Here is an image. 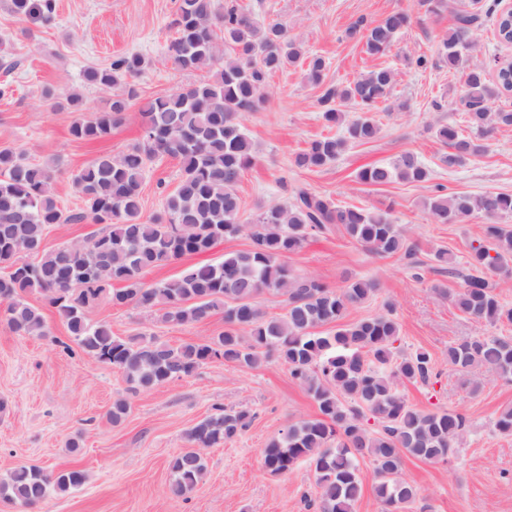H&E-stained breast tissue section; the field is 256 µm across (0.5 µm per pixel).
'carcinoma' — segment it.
Segmentation results:
<instances>
[{
  "instance_id": "1",
  "label": "carcinoma",
  "mask_w": 512,
  "mask_h": 512,
  "mask_svg": "<svg viewBox=\"0 0 512 512\" xmlns=\"http://www.w3.org/2000/svg\"><path fill=\"white\" fill-rule=\"evenodd\" d=\"M21 20L48 21L55 0H11ZM433 15L449 14L453 25L438 45L440 62L464 75L460 98L466 128L440 124L436 138L448 147L444 162L463 166L486 151L494 130L512 126V111L495 110L491 101L512 92V63L498 68L495 81L475 59L471 35L481 27V10L459 0H423ZM410 21L408 14H390L367 24L360 19L346 31L363 43L371 56L385 54ZM175 36L168 56L185 71L209 76L192 86L151 98L141 112L142 136L119 155H101L74 177L83 201L79 211H66L57 201L56 159L33 161L11 146L0 147V306L7 326L20 336H43L39 308L23 295L44 293L64 320L77 346L100 362L120 369L130 389H151L174 378L193 375L216 358L243 370L253 369L275 354L319 408L316 418L301 419L263 450L272 475L299 465L313 471L315 512H353L362 494L359 460L369 459L377 477L375 494L384 512H401L418 497V489L402 476L405 458L448 461L465 430L464 417L454 410L422 411L399 391L402 381L428 383L434 370L425 349L396 351L399 326L392 306L387 311L343 324L349 307L377 291L370 280L332 288L297 276L288 255L301 249L329 224L341 225L352 240L370 252L391 257L411 255V246L389 213L340 206L319 194L299 189L289 205H270L250 222L242 221L236 186L255 163V150L243 125V114L259 110L270 77L308 59L306 78L323 82L325 61L305 55L280 22H260L231 2L179 0L171 22ZM500 41L512 43V15L497 19ZM139 54H123L105 68L89 67L84 82L115 90L107 107L88 117L79 115L70 135L96 141L112 134L125 112L139 98L135 83L145 69ZM394 72L370 70L343 86H329L319 99L329 125L345 123L341 135L310 142L295 158L297 166L320 170L334 163L347 143L373 141L380 126L375 112L393 97ZM353 103L357 115L343 121L341 106ZM166 157L180 162V177L160 210L143 214L142 186L150 165ZM430 172L413 152L384 164L361 168L358 182L380 186L402 181L422 183ZM424 209L435 224H457L481 214L491 220L484 238L471 247L470 273L461 290L448 294L467 317L494 325L512 323V307L503 305L498 284L487 274L512 273V225L496 219L512 216V193L446 194L435 186ZM89 221L105 225L93 243L81 250L67 244L43 251L50 227ZM249 232L251 246L224 254L217 264L194 265L180 276L148 284L146 271L210 250L217 242ZM39 256L35 263L20 258ZM117 282L116 304L160 307L162 321L204 324L217 311L224 314V332L201 342L171 346L143 333L128 338L112 335L106 323H91L84 311L90 301ZM272 292L285 297V312L269 315L258 297ZM336 322L331 336L314 332ZM448 364L460 370L486 368L512 381V337L482 336L448 346ZM252 415L241 409L217 408L188 432L190 446L169 462L171 490L192 492L206 472L202 451L236 439ZM374 422L376 428L369 427ZM84 471L47 473L35 467L14 468L0 479V498L23 506L36 505L53 492L82 486Z\"/></svg>"
}]
</instances>
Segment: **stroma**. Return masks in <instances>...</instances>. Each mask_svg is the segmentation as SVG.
<instances>
[{
    "instance_id": "1",
    "label": "stroma",
    "mask_w": 512,
    "mask_h": 512,
    "mask_svg": "<svg viewBox=\"0 0 512 512\" xmlns=\"http://www.w3.org/2000/svg\"><path fill=\"white\" fill-rule=\"evenodd\" d=\"M51 25L23 22L0 0V59L16 60L12 71L0 69V146L22 150L29 159L55 157L58 203L67 210L82 205L72 176L91 160L116 155L136 144L142 133L139 107L126 112L111 136L91 142L74 140L69 129L77 114L66 102L78 93L86 113L105 109L112 92L84 83L90 66L104 67L120 54L143 56L148 66L137 78L142 99L186 88L200 75L167 62L170 22L177 0H55ZM259 21L283 23L304 51L326 62V83L348 84L369 70L388 67L395 74L393 97L378 111L379 137L347 144L335 163L321 170L297 167L296 155L308 143L341 133L327 125L318 103L321 90L309 83L305 64L276 72L264 106L244 118L256 161L238 185L245 215L260 207L291 203L293 188L303 187L345 206L390 211L414 249L413 258L381 257L332 225L288 257L295 274L312 276L332 287L366 279L378 290L348 309L351 323L393 308L400 327L398 352L427 350L435 361L428 383L405 382L401 392L417 409L454 410L464 415L466 432L450 462L406 458L403 476L420 495L405 512H512V436L495 422L512 407V382L486 372L479 392H471L463 372L449 368L450 344L480 336H512V323L489 324L464 316L448 299L461 279L435 270L434 254L446 250L458 269H466L472 245L482 236L485 217L473 215L458 224L432 223L422 201L434 185L448 193L512 192V127L498 129L486 152L461 167L442 161L448 148L435 126L462 123L461 73L437 63L441 38L452 26L449 15L430 14L422 0H238ZM488 22L474 34V53L488 71L512 60V45L499 41L497 0H481ZM393 12L410 15L389 53L367 55L346 35L356 20L376 22ZM428 60L416 65L418 56ZM404 152L418 155L430 171L429 181H397L381 186L357 182L368 164L392 160ZM180 164L167 159L147 172L143 184L145 214L161 207L173 191ZM248 236L218 242L209 251L154 268L146 283L178 276L192 265L216 264L225 253L249 248ZM39 307L47 330L43 336H20L0 320V478L20 465L44 471L84 470L79 488L51 494L28 508L0 499V512H307L304 495H316L315 476L306 466L290 473L266 471L263 450L289 424L318 415V407L286 364L271 357L242 370L213 359L189 377L150 390L131 391L123 373L72 346L66 325L42 293L28 294ZM91 322L109 324L113 335L137 333L178 346L211 339L224 330V317L206 323L163 322L159 308L112 304L101 295L86 307ZM130 410L120 424L109 412L116 400ZM245 409L254 419L233 441L204 449L206 474L183 496L170 490V460L188 443L186 433L216 408ZM78 450H71V442Z\"/></svg>"
}]
</instances>
